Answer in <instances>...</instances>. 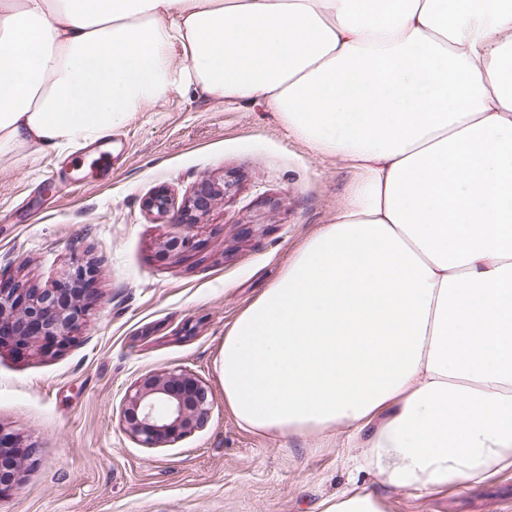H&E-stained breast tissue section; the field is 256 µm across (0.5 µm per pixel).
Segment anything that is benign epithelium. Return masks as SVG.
Here are the masks:
<instances>
[{
	"label": "benign epithelium",
	"instance_id": "7a95c632",
	"mask_svg": "<svg viewBox=\"0 0 512 512\" xmlns=\"http://www.w3.org/2000/svg\"><path fill=\"white\" fill-rule=\"evenodd\" d=\"M215 194V187L204 180L188 204L174 213L170 197L163 190L147 197L144 207L160 216L170 214L174 223L190 230ZM88 274L89 268L77 263L65 270L52 288L18 286L0 290V343L10 342L29 350L67 346L89 317L90 306L81 290ZM212 408L209 388L193 374H152L126 390L123 425L140 446L159 448L202 429ZM31 457L33 448L22 446L17 437L0 429V498L13 492Z\"/></svg>",
	"mask_w": 512,
	"mask_h": 512
}]
</instances>
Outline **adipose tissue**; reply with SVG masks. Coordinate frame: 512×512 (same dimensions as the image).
I'll return each mask as SVG.
<instances>
[{"instance_id":"1","label":"adipose tissue","mask_w":512,"mask_h":512,"mask_svg":"<svg viewBox=\"0 0 512 512\" xmlns=\"http://www.w3.org/2000/svg\"><path fill=\"white\" fill-rule=\"evenodd\" d=\"M193 87L359 170L224 337L256 433H347L323 512L512 473V0H0V158Z\"/></svg>"}]
</instances>
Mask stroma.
Segmentation results:
<instances>
[{"label": "stroma", "instance_id": "35a3bbf8", "mask_svg": "<svg viewBox=\"0 0 512 512\" xmlns=\"http://www.w3.org/2000/svg\"><path fill=\"white\" fill-rule=\"evenodd\" d=\"M357 172L298 140L263 99L177 91L88 144L0 161V287H53L92 261L96 298L63 350L0 347V426L36 453L0 512H321L347 487L346 434L257 435L224 403L235 319L322 225ZM225 191L193 230L147 212L202 180ZM191 232L174 254L165 241ZM186 370L213 393L205 427L144 448L122 422L127 388ZM378 492L391 512H504L512 474L441 494Z\"/></svg>", "mask_w": 512, "mask_h": 512}]
</instances>
